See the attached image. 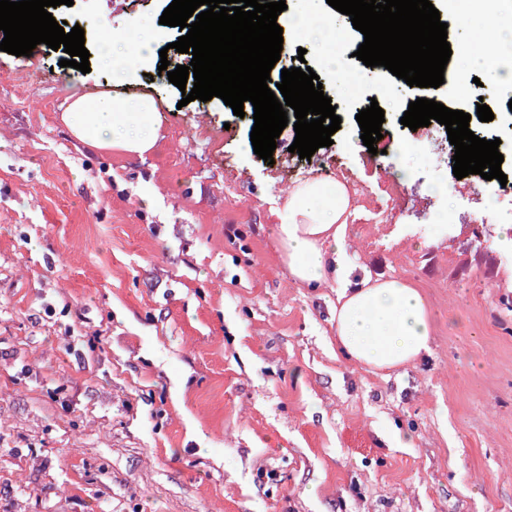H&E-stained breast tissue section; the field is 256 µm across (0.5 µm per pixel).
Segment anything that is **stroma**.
<instances>
[{"instance_id": "1", "label": "stroma", "mask_w": 512, "mask_h": 512, "mask_svg": "<svg viewBox=\"0 0 512 512\" xmlns=\"http://www.w3.org/2000/svg\"><path fill=\"white\" fill-rule=\"evenodd\" d=\"M169 0H74L59 21L85 47L130 20L171 65L191 57L159 26ZM342 119L305 160L285 127L272 162L252 114L221 98L182 103L149 63L113 83L64 50L0 51V512H512V236L475 243L477 198L425 240L433 181L452 172L398 118L400 80L337 47L364 94L340 96L314 49L284 34ZM477 77L454 108L494 114L512 149V99ZM152 96L144 156L99 150L62 121L76 97ZM392 102L381 133L416 142L409 180L379 195L356 115ZM342 165L359 173L345 249L354 280L396 278L423 295L431 351L373 372L336 350L337 283L293 284L273 226L287 192ZM151 205H144L143 197ZM413 434L401 447L396 430Z\"/></svg>"}]
</instances>
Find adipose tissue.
<instances>
[{
  "label": "adipose tissue",
  "instance_id": "1",
  "mask_svg": "<svg viewBox=\"0 0 512 512\" xmlns=\"http://www.w3.org/2000/svg\"><path fill=\"white\" fill-rule=\"evenodd\" d=\"M280 27L306 31L326 68L344 79L341 59L327 47L336 40L331 16L316 9L278 17ZM153 38L146 33L114 34L102 41L99 64L125 81L153 58ZM63 120L79 141L134 154L150 151L160 117L152 97L116 100L108 95L73 100ZM351 199L343 185L315 179L293 187L286 198L275 243L290 279L306 288L340 282L333 312L336 348L350 364L370 371H390L417 362L430 350L431 322L417 288L396 279H362L349 286L351 262L344 248Z\"/></svg>",
  "mask_w": 512,
  "mask_h": 512
}]
</instances>
